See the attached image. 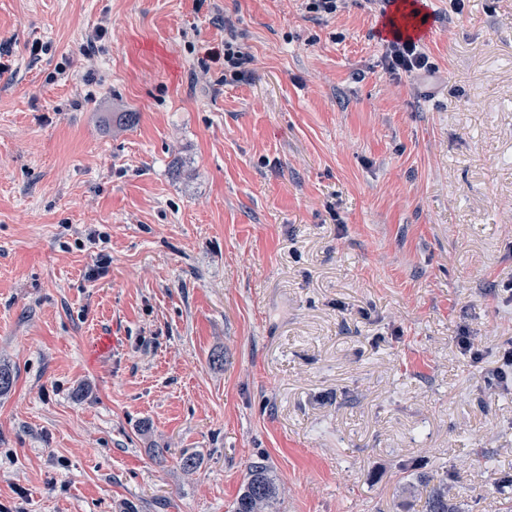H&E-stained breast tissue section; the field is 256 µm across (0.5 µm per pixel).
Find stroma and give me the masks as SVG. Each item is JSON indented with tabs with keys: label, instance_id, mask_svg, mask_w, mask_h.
I'll return each mask as SVG.
<instances>
[{
	"label": "stroma",
	"instance_id": "stroma-1",
	"mask_svg": "<svg viewBox=\"0 0 512 512\" xmlns=\"http://www.w3.org/2000/svg\"><path fill=\"white\" fill-rule=\"evenodd\" d=\"M418 3L0 0V512H512V0ZM233 27L234 25L231 20L229 18L225 19L224 29L227 28L229 30L231 38L224 41V64L233 69H238L237 71L239 72L237 74L243 75L245 71H242V68L245 64L250 63L251 57L247 52L243 51V47L234 41ZM385 63L390 75L425 71L430 67L429 58L420 44L401 36L388 42ZM277 485L270 467L263 462L249 465L243 490L234 503V512H272Z\"/></svg>",
	"mask_w": 512,
	"mask_h": 512
}]
</instances>
